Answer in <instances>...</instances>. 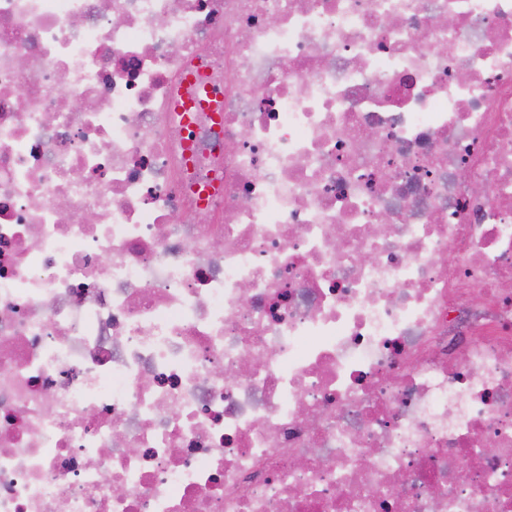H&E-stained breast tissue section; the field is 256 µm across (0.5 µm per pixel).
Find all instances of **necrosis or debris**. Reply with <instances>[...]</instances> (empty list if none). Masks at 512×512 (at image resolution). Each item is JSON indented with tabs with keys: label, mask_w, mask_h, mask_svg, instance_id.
<instances>
[{
	"label": "necrosis or debris",
	"mask_w": 512,
	"mask_h": 512,
	"mask_svg": "<svg viewBox=\"0 0 512 512\" xmlns=\"http://www.w3.org/2000/svg\"><path fill=\"white\" fill-rule=\"evenodd\" d=\"M0 512H512V0H0Z\"/></svg>",
	"instance_id": "1"
}]
</instances>
